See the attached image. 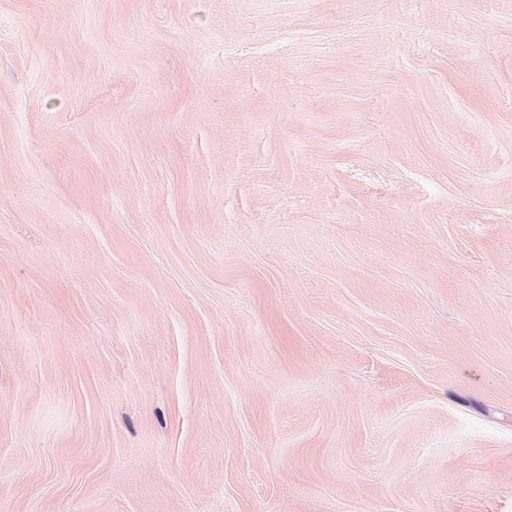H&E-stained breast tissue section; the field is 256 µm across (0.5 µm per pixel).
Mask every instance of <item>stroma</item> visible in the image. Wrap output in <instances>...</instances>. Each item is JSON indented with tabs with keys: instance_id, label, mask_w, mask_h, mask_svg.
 <instances>
[{
	"instance_id": "35a3bbf8",
	"label": "stroma",
	"mask_w": 512,
	"mask_h": 512,
	"mask_svg": "<svg viewBox=\"0 0 512 512\" xmlns=\"http://www.w3.org/2000/svg\"><path fill=\"white\" fill-rule=\"evenodd\" d=\"M0 512H512V0H0Z\"/></svg>"
}]
</instances>
